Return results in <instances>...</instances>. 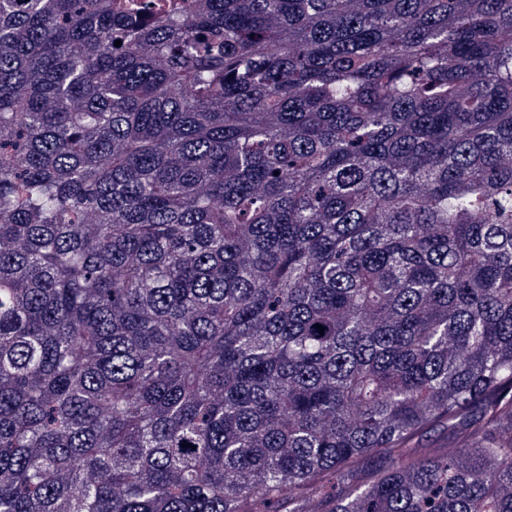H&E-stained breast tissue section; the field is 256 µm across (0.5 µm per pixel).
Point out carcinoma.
Here are the masks:
<instances>
[{"label": "carcinoma", "mask_w": 512, "mask_h": 512, "mask_svg": "<svg viewBox=\"0 0 512 512\" xmlns=\"http://www.w3.org/2000/svg\"><path fill=\"white\" fill-rule=\"evenodd\" d=\"M511 158L512 0H0V512H512Z\"/></svg>", "instance_id": "obj_1"}]
</instances>
